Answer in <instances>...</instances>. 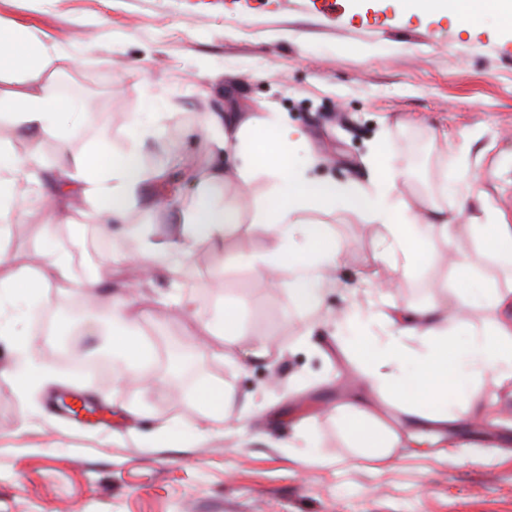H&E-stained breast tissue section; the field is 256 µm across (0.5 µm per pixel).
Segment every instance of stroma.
I'll return each instance as SVG.
<instances>
[{"label":"stroma","mask_w":512,"mask_h":512,"mask_svg":"<svg viewBox=\"0 0 512 512\" xmlns=\"http://www.w3.org/2000/svg\"><path fill=\"white\" fill-rule=\"evenodd\" d=\"M0 22L33 29L71 62L54 91L68 87L92 111L66 137L41 145L50 171L98 143L111 154L130 148L128 123L147 96L166 102L161 142L140 158H171L153 184L171 208L191 197L211 165L229 164L219 142L249 120L285 119L306 134L311 174L371 187L377 142L393 148L395 174L409 195L448 211L460 224L496 218L512 224V32L494 13L474 27L448 19L405 16L386 0H0ZM221 115L223 127L202 133ZM460 179L475 200L461 207L443 193L444 175ZM269 190L261 175L218 185L215 200L254 219L252 204ZM48 210L10 226V246L26 257L41 245L53 255L80 253L82 279L108 258L112 292L85 307L82 292L49 289L55 327L36 335V310L24 316L33 386L14 377L17 357L0 339V512H512V432L489 421L460 420L447 437L430 434V457H419L417 427L388 395L369 390L335 323L352 304L423 306L459 301L469 274L499 288L512 274L477 249L468 235L455 245L435 237L411 272L392 271L381 256L377 225L354 212L309 210L336 250L334 287L318 308L305 309L279 277L198 241L186 266L144 284L137 243L126 226L110 227V252L83 206L44 240ZM469 272H461L460 262ZM145 285L147 296L174 290L187 312L151 310L140 326L155 355L145 376L115 380L89 369L110 350L113 294ZM233 308L266 344V359L243 369L224 362V343L200 322L218 304ZM48 365L52 380L37 382ZM220 381L233 394L226 422L198 406L194 393ZM105 407L103 419L50 406V397ZM361 400L378 416L395 417L393 453L382 469L356 456L336 410ZM140 405L144 414H133ZM178 426L186 442L152 441L160 426ZM455 446L459 460L435 452ZM314 448L320 460L295 456Z\"/></svg>","instance_id":"35a3bbf8"}]
</instances>
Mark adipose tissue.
<instances>
[{
    "instance_id": "1",
    "label": "adipose tissue",
    "mask_w": 512,
    "mask_h": 512,
    "mask_svg": "<svg viewBox=\"0 0 512 512\" xmlns=\"http://www.w3.org/2000/svg\"><path fill=\"white\" fill-rule=\"evenodd\" d=\"M408 15L437 16L457 23L473 24L481 10L496 13L512 27V0H396ZM69 61L56 46L45 43L28 28L0 24V126L5 125L27 138L30 151L22 156L0 142V191L12 189L24 204L51 205L50 222L69 218L67 198L79 190L90 205L92 221L111 216L113 223H126L131 207L145 204L159 210L155 197L145 191L153 175L139 160L138 152L150 140L163 118L159 104L148 99L146 109L129 121L131 149L109 163H101V150L76 155L68 165L52 171L46 180L32 179L41 164L43 140L64 136L83 124L89 114L80 99L61 101L52 91V81ZM304 133L288 123H272L270 134L251 133L236 147L238 163L233 168H209L202 174L195 197L181 207L178 235L158 241L140 242L139 258L147 273L170 271L184 265L199 239H207L219 250L247 257L234 212L216 206L214 186L232 176L248 179L265 175L270 184L266 200L258 202L253 221L265 234L269 246L259 258L266 269L288 281V291L306 308L318 306L324 285L336 265V251L324 245L321 225L303 221V211L342 207L358 213L366 223L382 229L381 256L391 268L409 271L422 259L429 236L454 240L459 232L446 211L433 208L416 212V202L404 190V182L393 172L386 146H378L374 158L372 189L341 185L331 179L310 176L314 158L295 164V150L304 144ZM12 211L0 195V337L21 336L20 323L32 300L42 298L44 289L76 284L86 296L112 279L111 268L84 280H74L70 265L60 257L14 268L8 248ZM468 231L480 248L512 269V225L472 224ZM470 286L462 298L464 308L493 312L512 310V286L494 288L478 275H470ZM141 313L135 300L117 298L112 308V352L120 359L119 377L142 373L150 348L139 332ZM408 324L391 326L389 315L349 308L338 327L355 354L358 365L372 387L403 402L418 424L446 429L469 408L478 407L483 382L512 379V318L498 320L493 328L449 348L448 339L468 326L455 318L448 306L430 304L408 309ZM204 328L224 339V361L244 365L251 358L266 356L264 345L246 337L236 312L217 308L203 322ZM338 423L360 455L376 463L390 458L394 436L380 420L360 407L339 409Z\"/></svg>"
}]
</instances>
